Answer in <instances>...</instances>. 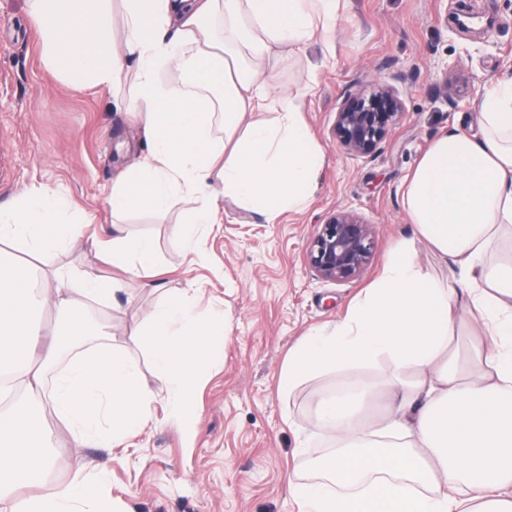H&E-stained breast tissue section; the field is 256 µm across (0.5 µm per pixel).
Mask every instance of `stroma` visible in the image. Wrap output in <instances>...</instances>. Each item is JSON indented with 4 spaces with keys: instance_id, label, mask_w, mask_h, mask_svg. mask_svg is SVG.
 I'll use <instances>...</instances> for the list:
<instances>
[{
    "instance_id": "stroma-1",
    "label": "stroma",
    "mask_w": 512,
    "mask_h": 512,
    "mask_svg": "<svg viewBox=\"0 0 512 512\" xmlns=\"http://www.w3.org/2000/svg\"><path fill=\"white\" fill-rule=\"evenodd\" d=\"M463 10L497 23L463 31L454 24ZM264 71L277 94L294 96L307 79L316 81L304 116L326 164L309 205L270 224L224 199V222L204 233L202 258L191 267L180 263L175 230L192 201L164 215L128 216L131 233L153 239L160 273L124 277L113 302L94 311L155 392L154 421L128 447L77 448L63 423L47 418L52 480L110 464V512H298L288 480L313 476L315 455L331 446L311 422L312 402L353 376L380 384L393 367L381 358L329 368L288 391L279 384L284 361L310 330L343 319L399 241L414 240L424 273L439 281L450 275V261L417 241L399 187L438 135L454 126L477 133L475 105L485 86L512 72V0H341L337 32L302 51L282 48ZM372 85L396 90L403 115L376 154L363 159L337 144L334 125L344 97ZM122 142L138 145L140 134L133 119L116 116L111 91L77 92L46 71L25 0H0V201L34 184L62 188L90 217L89 232L104 234L112 181L127 163ZM341 211L372 224L374 257L358 277L336 283L310 272L305 248ZM55 264L78 275L113 274L84 240L57 252ZM189 279L203 290L199 312L224 314V357L204 367L190 424L170 414L167 390L133 336Z\"/></svg>"
}]
</instances>
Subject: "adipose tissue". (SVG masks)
<instances>
[{
  "instance_id": "adipose-tissue-1",
  "label": "adipose tissue",
  "mask_w": 512,
  "mask_h": 512,
  "mask_svg": "<svg viewBox=\"0 0 512 512\" xmlns=\"http://www.w3.org/2000/svg\"><path fill=\"white\" fill-rule=\"evenodd\" d=\"M37 23L45 66L73 88L111 89L141 124L147 149L112 184V240L101 260L152 277L153 241L127 231L130 213H167L184 198L195 207L177 234L185 260L200 258L199 239L222 223L215 190L268 223L301 210L325 166L300 98L285 97L275 120L261 117L270 89L262 66L281 46L328 35L340 0H26ZM221 20L223 38L209 29ZM189 60L192 86L174 92L159 71ZM479 136L452 129L435 138L402 184L420 239L451 259L457 279L424 274L414 241L400 242L381 276L331 331H310L292 349L280 380L291 389L327 367L389 360V404L364 416L369 395L358 382L325 394L315 426L334 449L316 477L292 478L288 493L302 512H512V258L484 256L512 229V76L485 88ZM84 213L66 194L25 188L0 202V354L32 348L40 315L52 305L58 328L38 364L11 371L0 395L25 396L0 410V512H103L107 467L75 473L44 493L18 487L47 480L50 433L44 414L69 428L78 448H111L151 422L155 394L137 366L108 344L107 325L88 327L83 310L111 298L115 279L71 275L51 261L83 237ZM36 258L52 281L33 298L28 264ZM468 282L457 289L456 280ZM196 290L167 296L135 330L168 385L173 416L196 415L201 360L224 354V332L196 312ZM475 330L452 344L458 313ZM53 384H46L48 370Z\"/></svg>"
}]
</instances>
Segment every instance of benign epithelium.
<instances>
[{
	"mask_svg": "<svg viewBox=\"0 0 512 512\" xmlns=\"http://www.w3.org/2000/svg\"><path fill=\"white\" fill-rule=\"evenodd\" d=\"M398 92L374 85L347 95L336 112V142L355 157L373 156L402 116ZM371 225L352 212H340L322 225L306 246V261L319 279L343 283L370 263Z\"/></svg>",
	"mask_w": 512,
	"mask_h": 512,
	"instance_id": "obj_1",
	"label": "benign epithelium"
}]
</instances>
